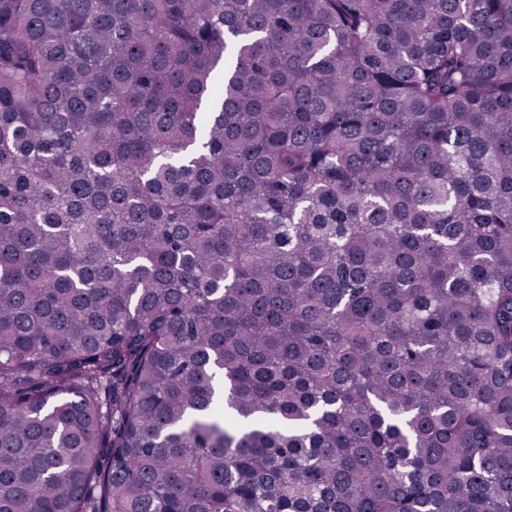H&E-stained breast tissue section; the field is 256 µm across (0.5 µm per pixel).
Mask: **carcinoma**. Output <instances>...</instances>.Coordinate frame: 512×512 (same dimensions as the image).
Here are the masks:
<instances>
[{
	"mask_svg": "<svg viewBox=\"0 0 512 512\" xmlns=\"http://www.w3.org/2000/svg\"><path fill=\"white\" fill-rule=\"evenodd\" d=\"M0 512H512V0H0Z\"/></svg>",
	"mask_w": 512,
	"mask_h": 512,
	"instance_id": "1",
	"label": "carcinoma"
}]
</instances>
